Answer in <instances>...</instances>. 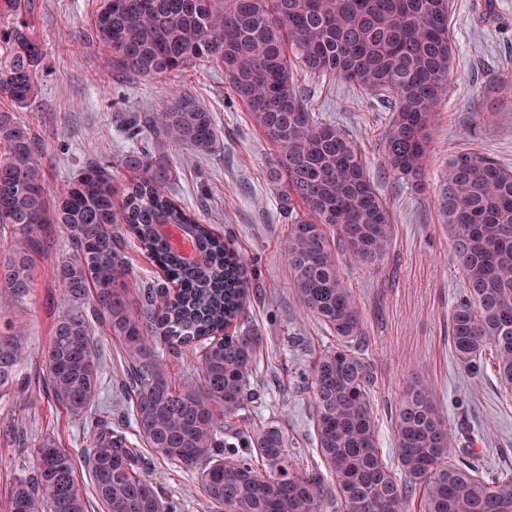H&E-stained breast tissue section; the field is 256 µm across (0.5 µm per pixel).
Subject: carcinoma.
Masks as SVG:
<instances>
[{"mask_svg":"<svg viewBox=\"0 0 512 512\" xmlns=\"http://www.w3.org/2000/svg\"><path fill=\"white\" fill-rule=\"evenodd\" d=\"M450 0H99L96 43L112 73L127 79L174 78L190 65L224 69L231 90L275 147L269 178L288 209L281 242L302 307L336 336L311 358L317 452L309 468L288 450V433L271 421L239 427L252 403L260 337L228 328L247 303L239 254L189 209L166 195V170L147 147L119 167L142 176L114 203L112 173L94 162L48 205L33 127L0 112V290L15 299L34 288L33 256L60 232L66 251L56 270L66 311L43 352L46 390L72 415L102 392V353L90 318L107 325L126 352L124 387L133 428L167 463L195 474L205 499L224 512H512V474L482 477L447 459L450 434L429 389L414 391L396 415L395 458L380 452L372 391L376 376L361 357L363 330L338 254L373 268L390 245L392 214L349 135L315 118L293 68L332 74L368 92H385L393 114L382 164L418 182L428 166L426 129L452 80ZM0 97L18 106L37 93L44 51L30 0H0ZM159 135L197 155L220 147L212 113L172 94L154 117ZM464 276L449 314L457 360L476 367L494 354L499 384L512 392V170L478 152L448 157L437 198ZM183 227L196 261L187 262L159 232ZM161 267L168 283L142 281L137 257ZM139 288L138 305L130 288ZM18 330L0 326V386L15 374ZM191 356L199 381L174 383L163 355ZM36 469L12 487L9 512H89L74 458L55 440L34 449ZM84 464L106 512H183L146 478L126 432L98 424Z\"/></svg>","mask_w":512,"mask_h":512,"instance_id":"cac0c4a2","label":"carcinoma"}]
</instances>
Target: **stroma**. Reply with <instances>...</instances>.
I'll list each match as a JSON object with an SVG mask.
<instances>
[{"instance_id":"obj_1","label":"stroma","mask_w":512,"mask_h":512,"mask_svg":"<svg viewBox=\"0 0 512 512\" xmlns=\"http://www.w3.org/2000/svg\"><path fill=\"white\" fill-rule=\"evenodd\" d=\"M98 0H34L36 32L44 59L38 92L23 107L0 99V110L33 122L48 196L75 177L86 160L115 166L130 150L129 131L146 134L154 160L169 171L166 192L179 197L239 252L249 289L243 323L260 336V368L251 422L275 421L290 450L317 463L311 395L306 388L312 353L336 339L306 313L294 294L281 251L287 232L279 191L267 177L273 148L254 125L214 63L188 68L178 84L212 112L220 149L210 156L152 134L148 122L172 87L158 78L132 84L112 80L108 55L95 41ZM450 30L454 77L428 130L430 160L423 186L398 179L381 164L392 108L382 97L335 76L299 75L308 109L343 128L394 218V236L381 261L362 268L340 256V274L350 288L366 333L364 353L377 376L373 392L378 445L383 456L395 447V417L414 389L429 386L436 409L452 436L451 458L475 459L491 478L512 473V393L501 389L491 365L472 370L456 359L449 312L463 273L435 206V193L450 154L481 152L512 167V0H452ZM63 238L34 256L36 284L24 303L0 293V308L21 334L24 357L11 385L0 387V512H9L10 491L35 468L34 446L55 438L75 460L90 446L93 419L126 427L132 403L122 390L125 352L104 323L92 338L104 353V392L98 406L73 416L43 383L42 352L63 308L55 277ZM22 428L18 442L10 426ZM147 478L166 499L188 512H211L192 474L173 468L151 449L140 448Z\"/></svg>"}]
</instances>
